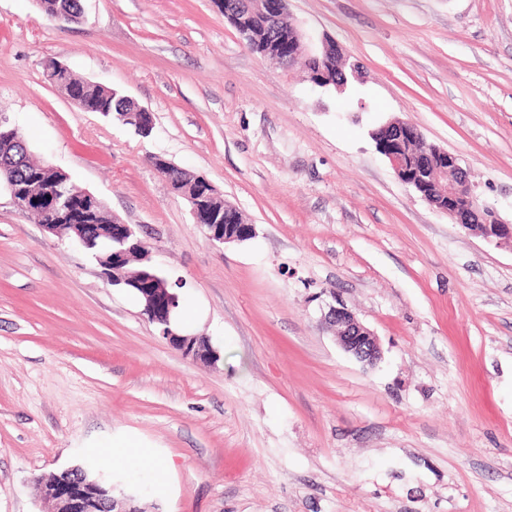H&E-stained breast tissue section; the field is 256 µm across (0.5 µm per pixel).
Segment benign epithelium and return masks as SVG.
Segmentation results:
<instances>
[{"label": "benign epithelium", "instance_id": "obj_1", "mask_svg": "<svg viewBox=\"0 0 512 512\" xmlns=\"http://www.w3.org/2000/svg\"><path fill=\"white\" fill-rule=\"evenodd\" d=\"M328 40H316L309 32L299 28L291 49L310 59L318 58ZM392 130L398 140L413 134L422 138L420 131L411 123L395 119L372 132L379 152L388 160L397 178L412 188L423 200H428L427 188L434 186L445 192L448 206L440 211L448 214L462 228L474 232L489 242H512V224L503 221L491 207L480 202L476 185L461 164L458 156L434 145L410 154L384 142L380 131ZM190 206L193 223L204 229L210 243L216 247L241 243L255 235L253 224H207L206 213L200 206L198 189L189 186L176 191ZM48 233L59 238H71L86 247L99 233L96 224H45ZM112 239L122 248L112 252V262L103 267L106 280L117 285L126 284L141 294L143 314L154 324L167 342L185 355L209 363L216 360L213 348L195 335L180 332L171 326V313L177 305V297L167 288V282L147 270L130 269L129 258L140 252L148 243L141 235L139 226L126 224L112 216ZM325 320L334 330L340 346L359 362L373 366L382 356L376 335L365 327L345 305L332 306ZM114 487L105 480L90 481L80 467L65 469L54 475L42 486V497L51 504V512H139L132 500L117 499Z\"/></svg>", "mask_w": 512, "mask_h": 512}]
</instances>
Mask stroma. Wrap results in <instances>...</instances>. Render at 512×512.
Segmentation results:
<instances>
[{
  "label": "stroma",
  "instance_id": "obj_1",
  "mask_svg": "<svg viewBox=\"0 0 512 512\" xmlns=\"http://www.w3.org/2000/svg\"><path fill=\"white\" fill-rule=\"evenodd\" d=\"M0 0V113L125 223L195 307L203 364L0 189V512L112 446L140 512H512V242L429 206L371 138L394 118L458 155L512 222V0H288L358 69L345 90L247 48L213 0ZM119 89L143 138L45 80ZM199 172L255 224L218 249L149 159ZM377 336L366 368L323 316ZM169 489L158 494L156 471ZM147 456V448H112L104 450L99 454V463L104 468H111L112 464L120 461L130 468H138Z\"/></svg>",
  "mask_w": 512,
  "mask_h": 512
}]
</instances>
